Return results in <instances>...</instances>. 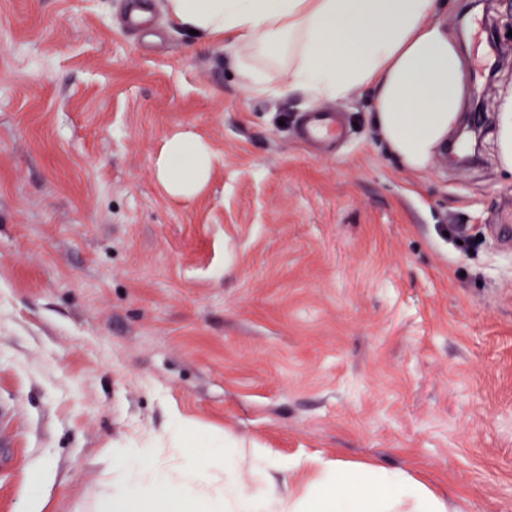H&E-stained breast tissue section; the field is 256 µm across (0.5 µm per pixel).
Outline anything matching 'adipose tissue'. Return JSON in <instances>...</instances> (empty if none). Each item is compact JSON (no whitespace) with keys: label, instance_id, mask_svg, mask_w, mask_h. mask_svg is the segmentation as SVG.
I'll list each match as a JSON object with an SVG mask.
<instances>
[{"label":"adipose tissue","instance_id":"ef3b65f1","mask_svg":"<svg viewBox=\"0 0 512 512\" xmlns=\"http://www.w3.org/2000/svg\"><path fill=\"white\" fill-rule=\"evenodd\" d=\"M179 27L223 41L252 94L302 95L308 103L368 91L372 122L389 151L413 173L456 128L468 94L458 44L439 20L441 0H164ZM211 152L177 134L157 159L176 197L208 181ZM119 474L102 512H452L428 485L377 465L350 469L308 456L288 462L268 448L242 450L174 416L166 440L113 450ZM309 480L290 487V474Z\"/></svg>","mask_w":512,"mask_h":512}]
</instances>
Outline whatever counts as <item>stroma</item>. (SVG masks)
<instances>
[{
	"mask_svg": "<svg viewBox=\"0 0 512 512\" xmlns=\"http://www.w3.org/2000/svg\"><path fill=\"white\" fill-rule=\"evenodd\" d=\"M0 0V512H99L104 453L172 412L284 458L372 462L512 512V0H448L477 160L404 170L369 93L311 153L299 95L253 96L221 45L148 0ZM208 143L193 199L156 175L166 139ZM497 145L502 168L512 173V95L508 96L501 104Z\"/></svg>",
	"mask_w": 512,
	"mask_h": 512,
	"instance_id": "obj_1",
	"label": "stroma"
}]
</instances>
